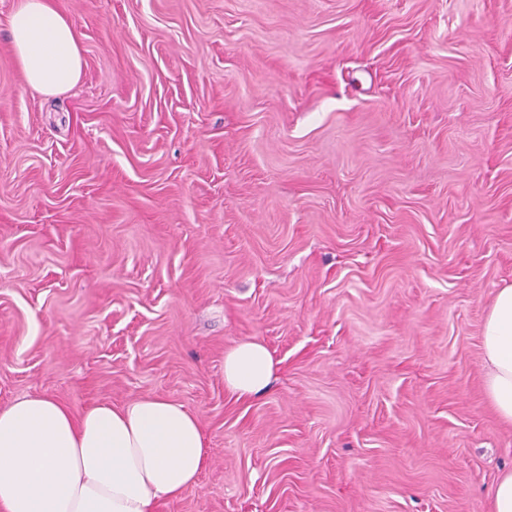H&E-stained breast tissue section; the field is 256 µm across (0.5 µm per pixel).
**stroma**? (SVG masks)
I'll use <instances>...</instances> for the list:
<instances>
[{
  "label": "stroma",
  "mask_w": 512,
  "mask_h": 512,
  "mask_svg": "<svg viewBox=\"0 0 512 512\" xmlns=\"http://www.w3.org/2000/svg\"><path fill=\"white\" fill-rule=\"evenodd\" d=\"M0 0V407L145 395L204 430L164 512H491L512 424V0H56L32 93ZM265 343L270 390L224 389ZM9 45L25 84L52 96L72 89L82 72V49L72 21L53 0H20L10 19ZM481 342L488 367L486 397L498 417L512 423V286L495 294L485 316ZM277 369L260 340L241 339L224 351V388L237 400L254 399L269 390Z\"/></svg>",
  "instance_id": "stroma-1"
}]
</instances>
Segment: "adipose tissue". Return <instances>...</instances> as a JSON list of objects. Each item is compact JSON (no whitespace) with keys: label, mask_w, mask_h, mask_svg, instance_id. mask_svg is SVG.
Instances as JSON below:
<instances>
[{"label":"adipose tissue","mask_w":512,"mask_h":512,"mask_svg":"<svg viewBox=\"0 0 512 512\" xmlns=\"http://www.w3.org/2000/svg\"><path fill=\"white\" fill-rule=\"evenodd\" d=\"M9 35L33 93L52 96L78 83L81 45L53 0H20ZM481 342L486 397L512 423V286L495 294ZM276 373L258 339L224 352V387L235 399L265 394ZM205 464L198 418L165 397L101 403L77 414L35 395L0 409V512H161L197 484Z\"/></svg>","instance_id":"obj_1"}]
</instances>
